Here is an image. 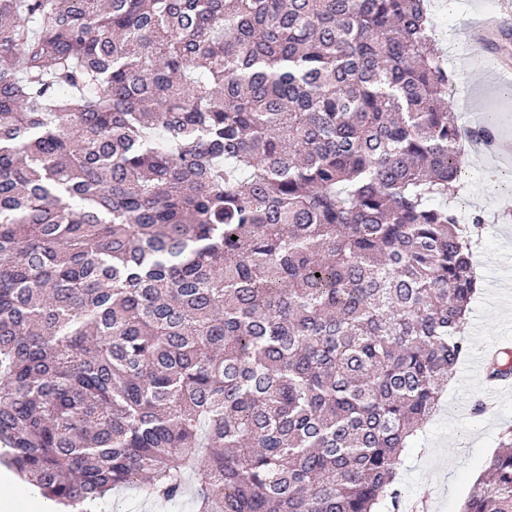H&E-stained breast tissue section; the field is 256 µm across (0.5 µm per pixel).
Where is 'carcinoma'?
Instances as JSON below:
<instances>
[{"mask_svg": "<svg viewBox=\"0 0 512 512\" xmlns=\"http://www.w3.org/2000/svg\"><path fill=\"white\" fill-rule=\"evenodd\" d=\"M433 29L425 0H0L1 464L78 512H398L483 224L448 205ZM460 512H512V426ZM104 509L108 512H177L178 510V508H171L168 504L158 505L146 501L133 488L113 492L105 501Z\"/></svg>", "mask_w": 512, "mask_h": 512, "instance_id": "carcinoma-1", "label": "carcinoma"}]
</instances>
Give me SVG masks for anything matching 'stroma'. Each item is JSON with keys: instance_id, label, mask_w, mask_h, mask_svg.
Instances as JSON below:
<instances>
[{"instance_id": "35a3bbf8", "label": "stroma", "mask_w": 512, "mask_h": 512, "mask_svg": "<svg viewBox=\"0 0 512 512\" xmlns=\"http://www.w3.org/2000/svg\"><path fill=\"white\" fill-rule=\"evenodd\" d=\"M500 0H429L439 29L438 44L455 89L451 108L464 127L493 123L512 137V91L497 84L494 71L501 59H512V39L475 49L465 39L469 23L496 12ZM455 209L461 222L481 215V243L473 251L478 291L470 305L465 334L471 351L512 346V306L492 301V290L507 291L505 274L512 269V165L496 163L487 153L466 147ZM460 361L454 385L444 392L440 408L426 425L416 447L406 449L398 469L403 496L400 512H412L425 498L426 512H460L473 482L497 449L500 435L512 425V386L498 389L483 415L469 406L487 396L485 385Z\"/></svg>"}]
</instances>
